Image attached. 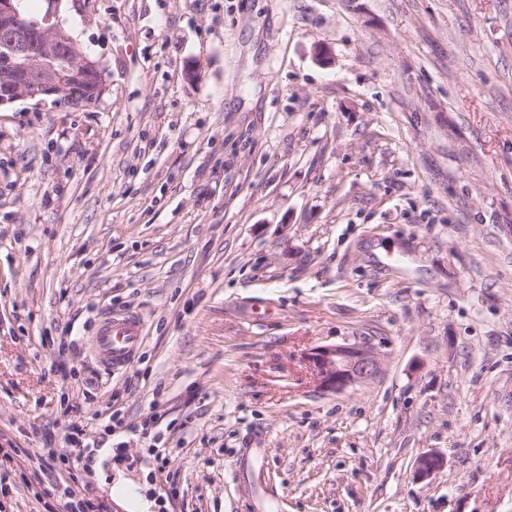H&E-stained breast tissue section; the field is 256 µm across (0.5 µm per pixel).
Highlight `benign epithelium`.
<instances>
[{
	"mask_svg": "<svg viewBox=\"0 0 512 512\" xmlns=\"http://www.w3.org/2000/svg\"><path fill=\"white\" fill-rule=\"evenodd\" d=\"M18 2L0 0V107L52 99L76 110L95 109L107 90L102 62L51 22L54 10L35 20L20 11ZM309 361L319 388L335 393L373 379L382 366L376 349L363 344L319 346ZM444 465L442 454L427 452L419 457L414 478L425 481Z\"/></svg>",
	"mask_w": 512,
	"mask_h": 512,
	"instance_id": "benign-epithelium-1",
	"label": "benign epithelium"
}]
</instances>
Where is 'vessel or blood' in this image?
<instances>
[{
    "label": "vessel or blood",
    "mask_w": 512,
    "mask_h": 512,
    "mask_svg": "<svg viewBox=\"0 0 512 512\" xmlns=\"http://www.w3.org/2000/svg\"><path fill=\"white\" fill-rule=\"evenodd\" d=\"M143 325L134 314L108 316L101 321L93 339L98 361L108 368L127 365L142 342Z\"/></svg>",
    "instance_id": "1"
}]
</instances>
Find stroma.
Returning a JSON list of instances; mask_svg holds the SVG:
<instances>
[{"mask_svg":"<svg viewBox=\"0 0 512 512\" xmlns=\"http://www.w3.org/2000/svg\"><path fill=\"white\" fill-rule=\"evenodd\" d=\"M57 18L107 91L0 108V507L512 512V0ZM354 343L381 373L320 390L307 352ZM143 325L134 314L108 316L101 321L93 338L98 361L108 368L127 365L142 342ZM445 458L438 452H427L421 455L417 461L414 478L419 481H425L435 472L443 468Z\"/></svg>","mask_w":512,"mask_h":512,"instance_id":"obj_1","label":"stroma"}]
</instances>
